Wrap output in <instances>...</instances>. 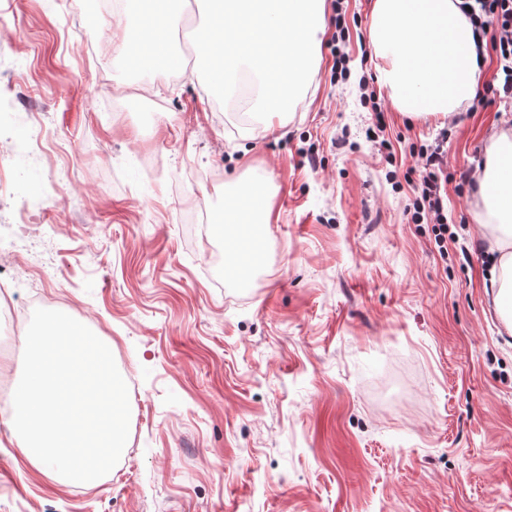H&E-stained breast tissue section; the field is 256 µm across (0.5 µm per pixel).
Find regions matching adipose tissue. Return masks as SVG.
Returning <instances> with one entry per match:
<instances>
[{"label":"adipose tissue","instance_id":"1","mask_svg":"<svg viewBox=\"0 0 512 512\" xmlns=\"http://www.w3.org/2000/svg\"><path fill=\"white\" fill-rule=\"evenodd\" d=\"M369 39L379 80L407 115H448L472 99L482 75L473 30L454 0H375ZM483 216L498 227L500 252L490 269L494 306L512 292V128L494 131L473 174Z\"/></svg>","mask_w":512,"mask_h":512}]
</instances>
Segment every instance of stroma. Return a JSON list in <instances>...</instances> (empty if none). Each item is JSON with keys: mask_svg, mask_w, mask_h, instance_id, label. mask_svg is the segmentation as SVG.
<instances>
[{"mask_svg": "<svg viewBox=\"0 0 512 512\" xmlns=\"http://www.w3.org/2000/svg\"><path fill=\"white\" fill-rule=\"evenodd\" d=\"M68 2L0 0V246L36 224L16 304L38 293L87 326L138 393L93 485L37 472L0 421V512H512V337L465 177L512 102L391 107L374 129L358 83L379 84L361 58L375 0H344L350 80L321 47L267 132L213 111L196 50L167 38L181 76L141 70L99 50L138 15ZM446 126L443 254L405 209L414 155ZM211 169L221 183L191 181ZM255 188L270 223L218 232L228 209L249 222Z\"/></svg>", "mask_w": 512, "mask_h": 512, "instance_id": "35a3bbf8", "label": "stroma"}]
</instances>
